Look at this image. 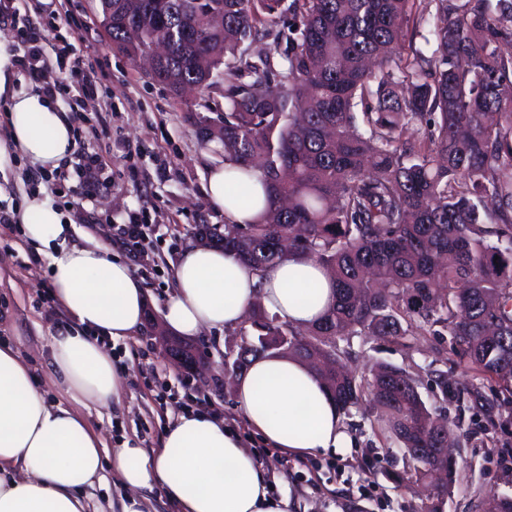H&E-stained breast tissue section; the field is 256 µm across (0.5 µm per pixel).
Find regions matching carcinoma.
<instances>
[{
  "label": "carcinoma",
  "mask_w": 512,
  "mask_h": 512,
  "mask_svg": "<svg viewBox=\"0 0 512 512\" xmlns=\"http://www.w3.org/2000/svg\"><path fill=\"white\" fill-rule=\"evenodd\" d=\"M119 49L142 55L167 20L171 52L152 78L201 93L224 75V117L189 116L201 144L260 173L268 207L249 224H199L197 241L260 271L282 259L277 240L324 266L335 303L310 327L257 309L237 346L243 372L279 336L319 372L348 413L369 400L377 423L424 476L443 446L444 406L426 403L404 368L336 373L341 341L402 340L416 327L453 336L472 369L512 395V0H100ZM224 15L210 27L205 16ZM288 14L273 43L263 17ZM429 26L430 53L404 59L410 27ZM286 40L275 69L272 45ZM374 98L362 115L355 108ZM422 130L415 143L399 130ZM288 200V207L282 201ZM170 352L199 361L186 343ZM462 396L494 422L502 403L470 383Z\"/></svg>",
  "instance_id": "cac0c4a2"
}]
</instances>
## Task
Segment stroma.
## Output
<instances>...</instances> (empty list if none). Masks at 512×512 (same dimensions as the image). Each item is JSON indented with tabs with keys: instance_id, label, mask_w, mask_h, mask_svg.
<instances>
[{
	"instance_id": "stroma-1",
	"label": "stroma",
	"mask_w": 512,
	"mask_h": 512,
	"mask_svg": "<svg viewBox=\"0 0 512 512\" xmlns=\"http://www.w3.org/2000/svg\"><path fill=\"white\" fill-rule=\"evenodd\" d=\"M39 44L48 60L59 55L82 59L94 74L96 90L71 103L53 100L75 127L63 179H51L49 172L17 157L10 170L0 173V206L23 209L34 191H42L73 225L72 240L78 244L107 240L110 226L127 223L133 213L147 226L143 248L148 259L134 269L147 291L144 324L137 335L113 341L124 380L122 400L109 411L84 407L90 426L103 433L108 447L131 439L152 450L166 425L182 414L184 402L205 396L225 425L257 450L276 493L289 496L291 512H417L434 492L428 482L414 478V462L375 426L368 405L352 409L347 417L356 444L345 455L291 456L265 446L241 418L233 390L224 384L221 356L240 343L239 330L192 339L201 361L191 371L175 370L163 359L162 307L172 285V266L193 240L195 225L225 223L205 194L210 167L224 157L200 145L189 119L204 103L209 117L220 118L223 84L198 100L153 80L139 58L113 45L99 0H56L54 16L43 21ZM91 155L99 158L112 183L87 197L74 168ZM75 198L80 201L76 207L71 204ZM64 322L51 295L46 258L16 227L0 226V340L26 354L51 400L66 403L69 395L52 385L47 356L48 343ZM344 360L358 373L377 362L405 368L417 379L426 402L445 403L458 435V472L445 496L447 512H483V501L492 492L512 497V405L491 423L479 408L462 410L456 399H443L435 381L440 369L448 373L449 388L476 380L486 394L503 393L497 380L476 375L452 351L450 335L413 332L400 344L355 336ZM392 472L405 475V482H391Z\"/></svg>"
}]
</instances>
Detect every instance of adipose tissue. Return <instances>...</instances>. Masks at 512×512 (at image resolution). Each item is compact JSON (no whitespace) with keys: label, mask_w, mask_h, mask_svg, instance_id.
Masks as SVG:
<instances>
[{"label":"adipose tissue","mask_w":512,"mask_h":512,"mask_svg":"<svg viewBox=\"0 0 512 512\" xmlns=\"http://www.w3.org/2000/svg\"><path fill=\"white\" fill-rule=\"evenodd\" d=\"M16 78L0 41V98L8 102L12 149L33 166L53 170L73 152L71 122L42 93H17ZM234 176L231 164L214 167L205 193L229 223L243 224L265 209L267 198L255 181L250 199H238ZM19 221L23 236L46 257L53 296L68 317L49 345L58 382L75 400L111 408L122 382L109 343L142 328L146 291L108 244L72 243L73 225L40 195L30 197ZM172 280L163 321L184 337L236 327L256 303L280 321L308 326L334 299L324 269L295 252L259 273L221 249L189 244ZM234 399L248 425L279 451L333 455L353 445L321 378L296 358L257 357L236 384ZM107 470L124 490L116 512H147L145 492L155 487L180 512L290 508L289 498L273 494L254 451L222 418L184 413L151 451L129 440L106 447L82 415L48 398L17 347L0 343V512H88L86 491Z\"/></svg>","instance_id":"1"}]
</instances>
